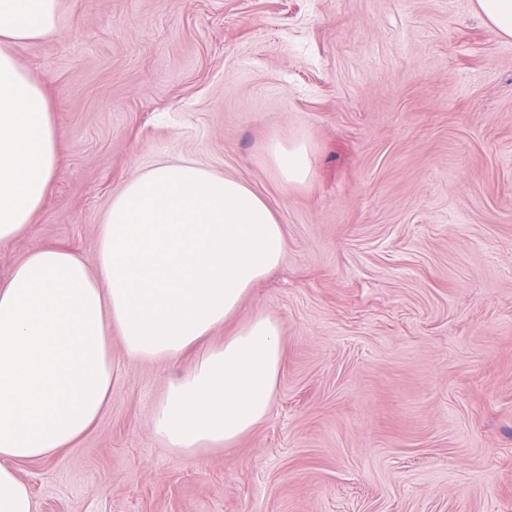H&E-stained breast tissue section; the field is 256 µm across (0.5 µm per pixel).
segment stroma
<instances>
[{
  "label": "stroma",
  "instance_id": "35a3bbf8",
  "mask_svg": "<svg viewBox=\"0 0 512 512\" xmlns=\"http://www.w3.org/2000/svg\"><path fill=\"white\" fill-rule=\"evenodd\" d=\"M14 53L61 169L0 275L44 246L94 267L113 194L161 158L246 182L287 241L210 338L279 322L266 420L172 453L151 414L192 357L113 337L99 421L19 466L36 512H512V40L475 0H62ZM274 135L312 145L305 184ZM266 160L281 183L300 186L307 182L312 171V148L305 141L270 138L264 146Z\"/></svg>",
  "mask_w": 512,
  "mask_h": 512
}]
</instances>
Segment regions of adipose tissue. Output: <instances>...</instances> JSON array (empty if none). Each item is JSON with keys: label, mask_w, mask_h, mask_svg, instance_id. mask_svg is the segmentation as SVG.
<instances>
[{"label": "adipose tissue", "mask_w": 512, "mask_h": 512, "mask_svg": "<svg viewBox=\"0 0 512 512\" xmlns=\"http://www.w3.org/2000/svg\"><path fill=\"white\" fill-rule=\"evenodd\" d=\"M60 2L0 0V245L27 231L60 169L45 87L12 51L57 34ZM264 154L281 183L309 179L307 142L274 137ZM285 249L276 213L248 184L165 158L113 194L95 270L39 247L0 276V512H35L18 464L70 447L104 412L112 334L130 361L195 353L152 412L154 435L182 457L232 447L263 421L283 360L278 321L258 313L223 343L207 339Z\"/></svg>", "instance_id": "1"}]
</instances>
